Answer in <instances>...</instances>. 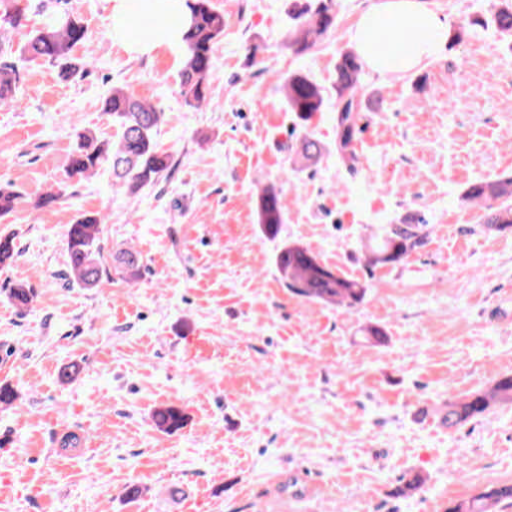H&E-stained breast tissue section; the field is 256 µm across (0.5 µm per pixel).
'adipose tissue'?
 <instances>
[{
    "label": "adipose tissue",
    "mask_w": 512,
    "mask_h": 512,
    "mask_svg": "<svg viewBox=\"0 0 512 512\" xmlns=\"http://www.w3.org/2000/svg\"><path fill=\"white\" fill-rule=\"evenodd\" d=\"M138 6L155 20L131 51L148 53L178 41L179 32L169 29V16L186 15V0H113L112 31L123 37L131 6ZM355 52L380 73H406L433 59L448 42V21L424 0H380L365 11L350 34Z\"/></svg>",
    "instance_id": "1"
}]
</instances>
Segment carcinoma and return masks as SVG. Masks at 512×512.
I'll return each mask as SVG.
<instances>
[{
	"mask_svg": "<svg viewBox=\"0 0 512 512\" xmlns=\"http://www.w3.org/2000/svg\"><path fill=\"white\" fill-rule=\"evenodd\" d=\"M189 13L175 21L183 30L181 47L184 52L180 72L182 93L186 103L200 109L208 102L210 87L208 75L211 61L224 34V15L216 11L211 0H188ZM64 25L47 22L33 31L21 46V53L32 59H42L56 67L67 78L84 73L88 61L76 58L74 48L83 43L84 26L70 13ZM293 27L288 47L296 55L308 54L316 39L336 25L333 0H309L292 12ZM504 33H512V3L492 14L491 20L480 17L465 20L455 33L457 40L488 23ZM12 46L0 35V101L12 99L19 81L17 66L11 61ZM364 64L352 52H345L336 61L333 89L336 94V152L348 169L355 168L357 156L354 148L357 122L363 111V100L358 96L360 76ZM288 110L306 125L323 111L324 89L301 72L288 74L285 80ZM102 112L118 125L116 139L101 140L86 131L79 135L72 150L67 174L70 178H86L108 164L112 167L113 185L128 195H135L147 186L158 184L171 167L170 155L159 149L154 133L161 122V112L145 99L127 90H114L104 98ZM22 196L0 187V217L9 215L20 203ZM470 202L486 203L483 224L489 231L512 230V177L471 184L464 194ZM286 220V206L281 195L273 188L265 189L257 201V221L263 233L275 238ZM105 216L80 215L69 225L66 234L68 267L77 283L85 288L97 286L106 269L100 261L98 245L101 224ZM426 233L422 224H388L378 241L370 247V264L388 265L404 260L424 244ZM18 254L15 236L0 233V267L11 265ZM122 270L130 279L139 274V258L126 251L120 258ZM275 266L283 286L291 293L328 305L352 307L365 295L363 283L349 279L337 270L323 264L309 249L284 242L277 249ZM8 297L19 309H26L33 301L31 289L20 284L9 289ZM512 403V375L499 378L488 391L473 393L448 403L442 416L443 424L450 428L485 415L497 404ZM155 426L173 433L185 424V415L176 406L157 409L153 414ZM512 502V485L493 487L473 500L455 504L448 512H496L503 503Z\"/></svg>",
	"mask_w": 512,
	"mask_h": 512,
	"instance_id": "cac0c4a2",
	"label": "carcinoma"
}]
</instances>
